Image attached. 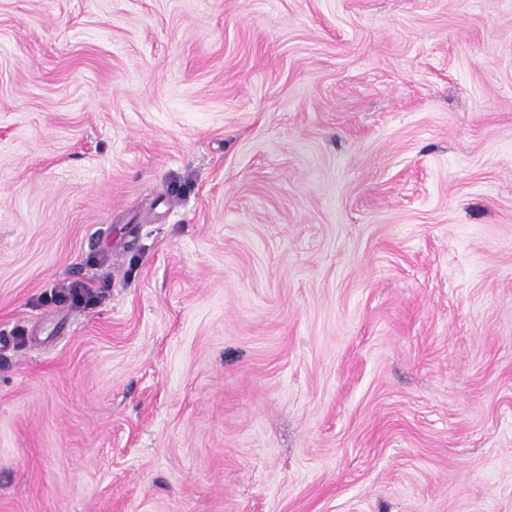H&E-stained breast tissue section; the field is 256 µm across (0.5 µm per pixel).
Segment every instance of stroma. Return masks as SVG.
Masks as SVG:
<instances>
[{
  "label": "stroma",
  "instance_id": "35a3bbf8",
  "mask_svg": "<svg viewBox=\"0 0 512 512\" xmlns=\"http://www.w3.org/2000/svg\"><path fill=\"white\" fill-rule=\"evenodd\" d=\"M0 330V512H512V0H0ZM51 297L56 304L81 305L89 304L98 298L85 285L79 283H71L63 286L58 290L52 291Z\"/></svg>",
  "mask_w": 512,
  "mask_h": 512
}]
</instances>
